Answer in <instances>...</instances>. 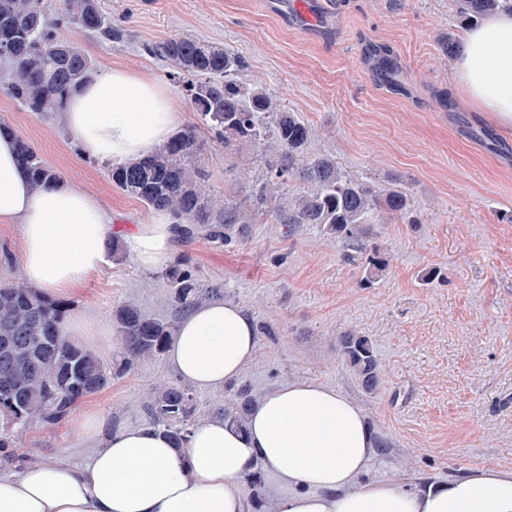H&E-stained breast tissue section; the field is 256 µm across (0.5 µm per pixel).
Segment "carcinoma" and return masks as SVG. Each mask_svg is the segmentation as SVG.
Masks as SVG:
<instances>
[{"instance_id": "1", "label": "carcinoma", "mask_w": 512, "mask_h": 512, "mask_svg": "<svg viewBox=\"0 0 512 512\" xmlns=\"http://www.w3.org/2000/svg\"><path fill=\"white\" fill-rule=\"evenodd\" d=\"M456 10L464 20L476 22L512 13V0H456ZM76 18L102 41L120 45L132 39L129 30L103 16L96 0H62L55 12L47 0H0V87L26 111L62 115L71 93L95 71L94 60L81 46L60 37ZM142 50L169 63L173 79L187 80L193 110L224 150L239 144L257 149L252 164L262 175L247 205L212 198L206 192V171L192 161L198 126L191 124L145 158L112 167V182L124 194L173 215L181 242L201 236L218 248H232L244 241L248 225L268 215L276 224H314L328 239L366 255L367 283L385 271L388 263L367 252L365 240L380 209L410 211L407 193L387 189L382 194L346 173L332 156H308L311 133L305 122L265 88L236 79L246 69L245 57L190 37L147 43ZM14 138L19 165L34 190L63 180L22 136ZM291 180L300 183L293 192L288 189ZM165 277L170 318H150L131 305L116 309L124 356L112 367L63 334L62 302L23 285L1 283L0 417L9 420L6 429L18 433L37 422L62 420L115 375L161 356L178 316L224 295L223 288L206 283L185 263L171 267ZM339 351L363 389L376 392L382 371L372 341L346 331ZM227 392L221 416L243 429L255 401L253 389L232 383ZM145 411L151 425L184 447L195 422L190 386L160 385Z\"/></svg>"}]
</instances>
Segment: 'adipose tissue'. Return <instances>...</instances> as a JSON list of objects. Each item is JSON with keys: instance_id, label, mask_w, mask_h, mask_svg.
<instances>
[{"instance_id": "obj_1", "label": "adipose tissue", "mask_w": 512, "mask_h": 512, "mask_svg": "<svg viewBox=\"0 0 512 512\" xmlns=\"http://www.w3.org/2000/svg\"><path fill=\"white\" fill-rule=\"evenodd\" d=\"M454 67L472 107L512 129V15L468 29ZM177 114L170 90L139 71L115 67L71 94L63 122L81 153L114 164L163 146ZM0 222L16 224L29 287H77L99 267L112 236L107 211L62 184L32 191L14 139L0 135ZM177 226L158 212L126 247L148 274L176 262ZM252 319L216 298L182 315L168 350L178 377L208 390L236 380L255 351ZM376 438L361 408L337 389L292 381L258 401L246 430L214 416L177 449L153 427L119 428L80 464L48 463L0 476V512H245L240 481L256 463L289 493L277 512H512V470L483 468L425 490L363 482Z\"/></svg>"}]
</instances>
